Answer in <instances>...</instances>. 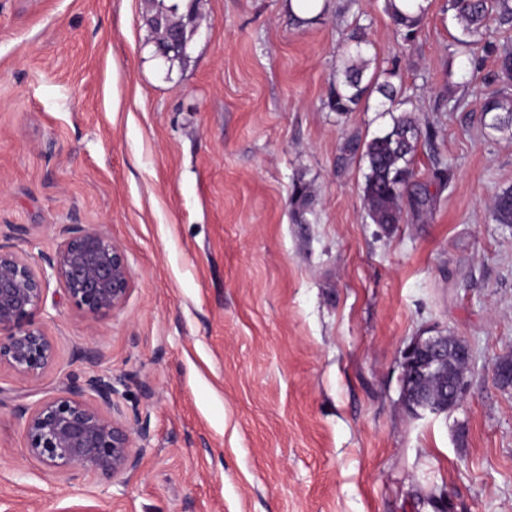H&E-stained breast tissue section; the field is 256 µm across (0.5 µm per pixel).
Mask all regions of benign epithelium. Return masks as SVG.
Here are the masks:
<instances>
[{
	"instance_id": "7a95c632",
	"label": "benign epithelium",
	"mask_w": 512,
	"mask_h": 512,
	"mask_svg": "<svg viewBox=\"0 0 512 512\" xmlns=\"http://www.w3.org/2000/svg\"><path fill=\"white\" fill-rule=\"evenodd\" d=\"M56 232L61 242L44 262L66 299L92 322L123 308L133 284L124 247L86 224H60ZM48 286L44 269L0 243V367L34 388L56 358L54 339L35 320ZM458 357L469 362L468 345L437 327L411 339L400 374L401 399L411 415H446L460 405L465 373L439 395L421 385L432 375H448ZM126 381L102 370L68 375L56 394L19 409L24 448L59 473L114 481L134 473L148 429L138 407L126 412L115 400Z\"/></svg>"
}]
</instances>
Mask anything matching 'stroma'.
<instances>
[{
	"instance_id": "obj_1",
	"label": "stroma",
	"mask_w": 512,
	"mask_h": 512,
	"mask_svg": "<svg viewBox=\"0 0 512 512\" xmlns=\"http://www.w3.org/2000/svg\"><path fill=\"white\" fill-rule=\"evenodd\" d=\"M287 3L200 0L187 60L168 63L144 0H0V227H24L14 246L38 265L56 225H91L134 274L92 324L50 283L37 320L55 363L35 392L0 371V512H512V389L494 376L512 357V226L490 208L512 187V137L479 112L512 34L491 28L470 61L446 0L409 41L384 0H329L301 25ZM358 24L433 131L414 163L433 211L387 228L367 215L361 150L391 122L382 97L326 105ZM433 326L469 345L467 388L417 418L399 360ZM89 351L135 375L118 402L150 429L115 483L47 468L16 416Z\"/></svg>"
}]
</instances>
